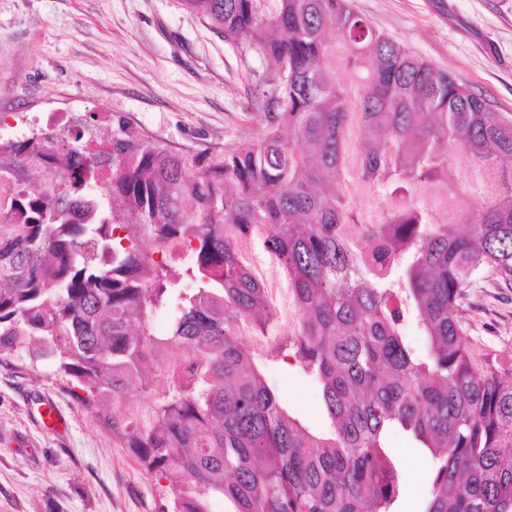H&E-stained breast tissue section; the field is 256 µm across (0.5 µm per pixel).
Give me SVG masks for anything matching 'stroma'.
I'll return each mask as SVG.
<instances>
[{
  "label": "stroma",
  "instance_id": "stroma-1",
  "mask_svg": "<svg viewBox=\"0 0 512 512\" xmlns=\"http://www.w3.org/2000/svg\"><path fill=\"white\" fill-rule=\"evenodd\" d=\"M371 24L512 113V0H351ZM265 63L242 55L182 0H0V141L51 115L81 131L107 122L176 148L256 137ZM469 336L512 364V285L480 280L465 299ZM291 412L327 427L320 390L299 369L266 364ZM70 418L39 429L34 397ZM395 512H420L429 455L395 432ZM160 488L96 412L78 405L52 362L0 353V512H158Z\"/></svg>",
  "mask_w": 512,
  "mask_h": 512
}]
</instances>
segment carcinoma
<instances>
[{
  "label": "carcinoma",
  "mask_w": 512,
  "mask_h": 512,
  "mask_svg": "<svg viewBox=\"0 0 512 512\" xmlns=\"http://www.w3.org/2000/svg\"><path fill=\"white\" fill-rule=\"evenodd\" d=\"M182 2L265 60L264 128L187 151L106 124L97 149L0 142V352L55 361L105 408L168 481L161 512H394L395 431L432 459L421 512H512V367L460 315L486 273L512 280V114L350 0ZM464 181L475 205L450 224L416 201ZM360 189L392 206L360 216ZM167 244L180 264L153 258ZM255 245L288 282L286 328ZM247 334L318 384L327 430L283 407Z\"/></svg>",
  "instance_id": "1"
}]
</instances>
